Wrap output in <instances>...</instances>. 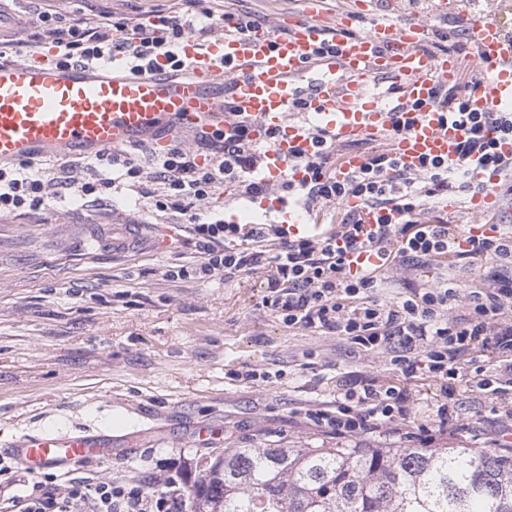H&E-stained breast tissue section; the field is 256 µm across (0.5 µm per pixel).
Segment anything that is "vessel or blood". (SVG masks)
Wrapping results in <instances>:
<instances>
[{"label": "vessel or blood", "instance_id": "obj_1", "mask_svg": "<svg viewBox=\"0 0 512 512\" xmlns=\"http://www.w3.org/2000/svg\"><path fill=\"white\" fill-rule=\"evenodd\" d=\"M392 0H363L374 15L365 35L347 38L353 18L344 14L335 24L341 34L332 50H324L319 13L290 21L287 36L271 23L237 31L235 21L207 46L187 38L179 46L185 63L173 72L166 61L137 72L122 63L58 66L45 57L0 62V162L39 154L45 157L92 158L115 148L149 143L156 154L172 150L176 138L197 130L224 127V85L234 81L233 99L251 121V136L265 142L278 137L266 153V173L276 180L291 175L304 185L303 171L290 170L298 155L318 151L315 130L336 141L357 139L388 127L396 104L406 105L402 118L408 132L393 146V155L407 169L425 157H454L462 137L453 122H440L434 90L454 81L459 59L431 56L419 45L425 26L416 20L394 22L382 15ZM462 0H439L438 13L459 12L469 29L477 56L488 63L490 76L469 105L512 108V33L503 20L461 9ZM302 117H290L294 102ZM279 224L289 234L313 232L312 218L299 202L274 203ZM112 438L101 433L46 432L24 436L6 453L25 470H72L90 460Z\"/></svg>", "mask_w": 512, "mask_h": 512}]
</instances>
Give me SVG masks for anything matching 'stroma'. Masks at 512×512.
Here are the masks:
<instances>
[{
	"instance_id": "1",
	"label": "stroma",
	"mask_w": 512,
	"mask_h": 512,
	"mask_svg": "<svg viewBox=\"0 0 512 512\" xmlns=\"http://www.w3.org/2000/svg\"><path fill=\"white\" fill-rule=\"evenodd\" d=\"M175 0H50L51 20L101 11L135 19ZM122 186L81 206L60 191L45 210L0 215V448L23 434L93 430L114 436L112 459L73 471L131 488L177 489L227 448H434L438 432L343 441L309 419L333 410L350 378L387 379L388 364L330 333L288 328L261 300L264 277L171 281L189 262L175 219L112 248V227L138 220ZM462 443L490 448L498 423L487 395L457 389Z\"/></svg>"
}]
</instances>
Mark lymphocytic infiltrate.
<instances>
[{"label": "lymphocytic infiltrate", "mask_w": 512, "mask_h": 512, "mask_svg": "<svg viewBox=\"0 0 512 512\" xmlns=\"http://www.w3.org/2000/svg\"><path fill=\"white\" fill-rule=\"evenodd\" d=\"M221 22L210 12L196 18L175 9L133 22L103 12L91 20L35 26L26 45L33 54L52 49L61 66L118 58L134 72L162 56L176 71L182 66L178 44ZM422 50L465 60L458 81L439 84L435 92L439 109L452 114L463 131L448 162L426 161L412 171L396 167L392 144L406 126L395 117L389 129L365 136L364 164L350 176H337L347 151L336 142L318 155L295 159V166L309 173L308 185L296 187L285 177L271 182L265 177L267 147L250 139L249 121L228 96L227 130L198 133L169 154L154 156L150 172L121 148L102 155L96 165L61 166L56 176L38 156L0 166V212L39 210L61 188L95 201L116 185L138 186L148 214L188 218L184 246L193 259L166 270V278L264 275L262 303L285 325L336 334L392 367L393 381L345 380L336 390L335 414L315 412V423L340 438L409 435L417 409L407 382L418 375L438 386L432 411L439 423H447L457 386L503 400L512 396V226L487 212L480 219L495 226L496 235L474 237L448 210L449 197L483 191L476 177L480 164L496 176L501 206L512 208V156L498 150L500 141L512 140V112L470 111V97L488 67L473 60L467 42L442 34ZM222 188L235 199L300 200L316 220H329L330 228L289 237L265 221L226 223L215 204ZM352 196L363 201L364 210L347 207ZM368 208L397 211L403 219L370 227ZM368 246L381 253V265L352 276L346 250ZM462 271L472 272L470 283L459 280ZM397 284L402 292L386 296L385 288ZM488 352L496 360L485 367L480 360ZM22 512H188V504L182 494L76 480L29 495Z\"/></svg>", "instance_id": "f902f5d3"}]
</instances>
